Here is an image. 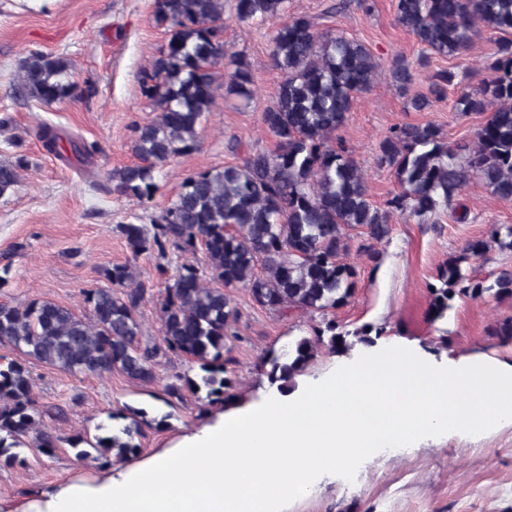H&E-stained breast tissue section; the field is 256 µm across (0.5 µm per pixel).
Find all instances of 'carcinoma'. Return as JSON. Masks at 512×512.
I'll return each instance as SVG.
<instances>
[{
    "label": "carcinoma",
    "instance_id": "obj_1",
    "mask_svg": "<svg viewBox=\"0 0 512 512\" xmlns=\"http://www.w3.org/2000/svg\"><path fill=\"white\" fill-rule=\"evenodd\" d=\"M397 22L426 50L454 56L467 50L482 27L495 33L489 75L456 100L463 113H488L472 145L448 142L432 122L397 126L379 144L377 163L389 166L399 191L378 207L370 200L360 164L347 147L334 141L348 119L355 97L381 78L380 63L362 43L343 35L320 33L307 16L288 13V0H235L242 21L280 17L271 36L272 61L282 74L274 103L261 123L275 148L249 152L242 163L187 177L176 200L148 229L121 224L120 233L136 252L179 257L204 249L207 270L192 262L176 266L165 278L159 305L162 344L141 339L139 309L147 289L129 265L103 271L110 288L84 291L90 317L47 300L24 306L0 304V342L24 356L71 374L103 375L118 371L149 383L161 356L195 360L198 379L176 376L164 387L165 403L183 399V390H206L209 403L233 397L227 376L231 359L226 341L238 310L227 288L242 284L252 300L275 311L325 313L345 305L356 286V268L342 260L346 230L361 228L371 241L364 247L377 258L373 243L390 233L398 213L424 222L452 208L468 183L479 175L494 196L512 199V0H395ZM154 19L170 37L140 76L142 95L154 104V120L134 128L138 162L112 174L113 191L138 201L159 190L165 166L199 149V130L219 89L248 104L253 99L250 64L239 53L225 58L224 0H155ZM71 63L59 56L32 52L18 66L19 91L51 106L84 93L73 80ZM388 76L401 88L412 83V64L394 60ZM456 74L430 77L428 94L411 99L417 112L440 99ZM39 137L59 153L61 136L47 124ZM29 160L21 152L0 161V196L15 189ZM487 240L466 244L462 253L440 266L428 284L432 321L445 317L455 298L512 296V270L500 271L493 284L471 282L461 264L482 255ZM262 273H257L256 268ZM333 319H322L311 334L271 356L268 379L282 393L319 348L344 355L353 346ZM42 407L33 392L25 363L0 360V459L10 463L12 448L30 447L50 455L61 437L39 428ZM110 423L93 436L67 437L76 456L91 452L119 459L140 451L136 438L147 428L166 425L167 416L147 419L143 409L109 414Z\"/></svg>",
    "mask_w": 512,
    "mask_h": 512
}]
</instances>
